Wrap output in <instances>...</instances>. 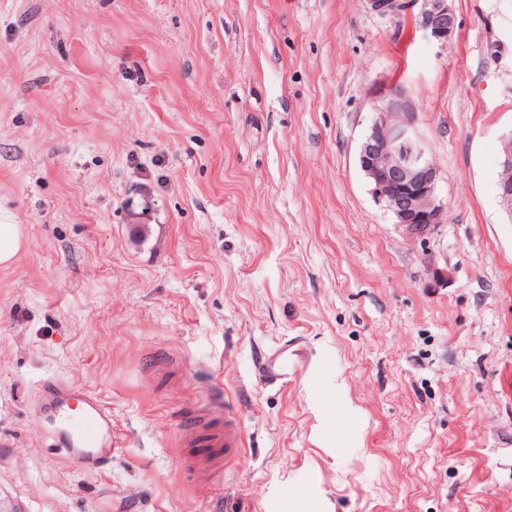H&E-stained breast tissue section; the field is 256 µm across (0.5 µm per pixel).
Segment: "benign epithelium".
I'll use <instances>...</instances> for the list:
<instances>
[{
	"label": "benign epithelium",
	"mask_w": 512,
	"mask_h": 512,
	"mask_svg": "<svg viewBox=\"0 0 512 512\" xmlns=\"http://www.w3.org/2000/svg\"><path fill=\"white\" fill-rule=\"evenodd\" d=\"M380 17L399 19L417 13L419 27L439 46L454 35L457 17L451 0H365ZM372 120L361 141L358 163L395 223L417 237L428 235L445 218L438 199V172L427 156L417 127L415 106L398 84L376 88L369 97ZM504 208L512 214V137L504 144L498 182Z\"/></svg>",
	"instance_id": "1"
}]
</instances>
